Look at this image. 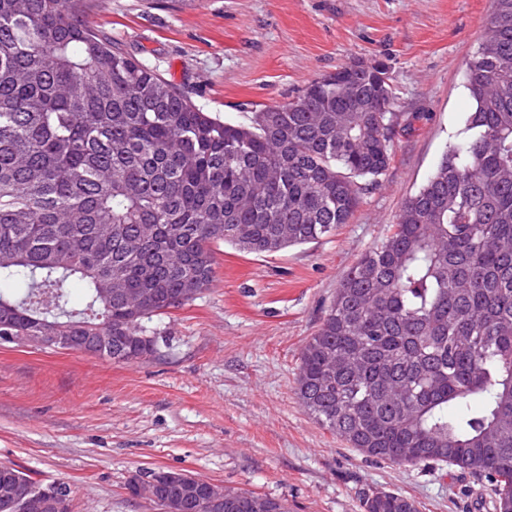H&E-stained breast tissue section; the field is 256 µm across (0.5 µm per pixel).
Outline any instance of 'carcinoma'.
Wrapping results in <instances>:
<instances>
[{
  "label": "carcinoma",
  "mask_w": 512,
  "mask_h": 512,
  "mask_svg": "<svg viewBox=\"0 0 512 512\" xmlns=\"http://www.w3.org/2000/svg\"><path fill=\"white\" fill-rule=\"evenodd\" d=\"M93 0H0V292L14 332L98 328L131 362L192 303L215 248L273 254L349 222L392 160L390 84L341 66L248 122L209 115L90 21ZM463 143L346 272L304 346L296 395L368 458L449 466L512 512V0L466 69ZM83 307L70 306L74 282ZM163 512H285L181 471ZM361 512H417L368 490Z\"/></svg>",
  "instance_id": "carcinoma-1"
}]
</instances>
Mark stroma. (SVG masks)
Instances as JSON below:
<instances>
[{
	"instance_id": "1",
	"label": "stroma",
	"mask_w": 512,
	"mask_h": 512,
	"mask_svg": "<svg viewBox=\"0 0 512 512\" xmlns=\"http://www.w3.org/2000/svg\"><path fill=\"white\" fill-rule=\"evenodd\" d=\"M491 12L492 0H99L94 25L220 119L286 103L340 66L385 64L393 160L330 236L273 254L220 246L210 287L150 322L152 356L0 346V464L68 482L72 512H161L126 485L162 469L288 512H361L367 487L418 512H475L470 474L347 448L303 407L295 378L340 279L461 141L466 62Z\"/></svg>"
}]
</instances>
